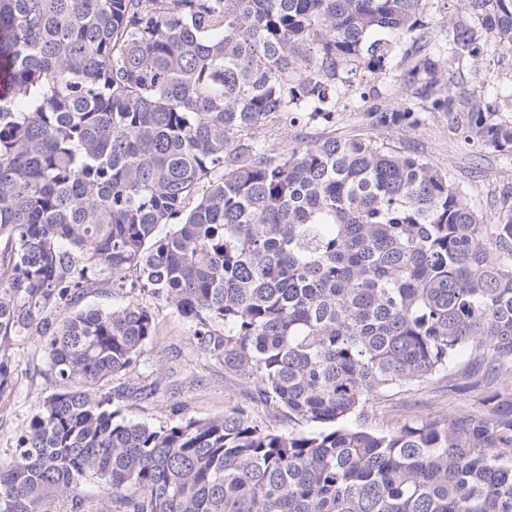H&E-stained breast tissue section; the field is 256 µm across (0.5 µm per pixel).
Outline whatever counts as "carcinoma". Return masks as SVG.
Returning a JSON list of instances; mask_svg holds the SVG:
<instances>
[{"label":"carcinoma","instance_id":"carcinoma-1","mask_svg":"<svg viewBox=\"0 0 512 512\" xmlns=\"http://www.w3.org/2000/svg\"><path fill=\"white\" fill-rule=\"evenodd\" d=\"M422 2L0 0V334L39 336L55 385L0 461V512H512V192L485 224L463 183L386 137L257 138L331 122L346 75L387 74L389 36L424 27ZM457 2L400 77L467 143L511 156L512 93L446 71L507 58L512 0ZM368 116L418 123L411 107ZM105 272L190 321L268 417L316 430L273 433L247 406L125 418L143 392L110 382L154 336L151 311L45 316ZM439 376L478 406L349 424Z\"/></svg>","mask_w":512,"mask_h":512}]
</instances>
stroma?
<instances>
[{
  "label": "stroma",
  "instance_id": "1",
  "mask_svg": "<svg viewBox=\"0 0 512 512\" xmlns=\"http://www.w3.org/2000/svg\"><path fill=\"white\" fill-rule=\"evenodd\" d=\"M400 68L388 76H377L366 66L352 75V85L336 107L332 129L343 136L387 137L408 150L425 155L451 176L463 182L477 204L479 217L494 223L497 214L495 191L512 190V157L466 144L448 124L444 112L419 113L418 125L402 131L383 130L370 124L367 113L374 108H393L413 102L410 90L400 80ZM139 302L149 308L156 334L148 343L135 368L121 381L154 387L152 396L122 403L123 416L150 424L182 419L207 420L242 406L247 388L237 377L226 374L219 363L204 357L190 338V324L174 308L151 294L142 293ZM0 360L13 375L0 388V460L10 455L17 435L25 428L39 401L52 389L47 360L38 337L0 336ZM477 404L471 390H449L445 380L433 378L395 387L372 400L366 410L368 429L390 430L421 419L442 422L472 410Z\"/></svg>",
  "mask_w": 512,
  "mask_h": 512
}]
</instances>
